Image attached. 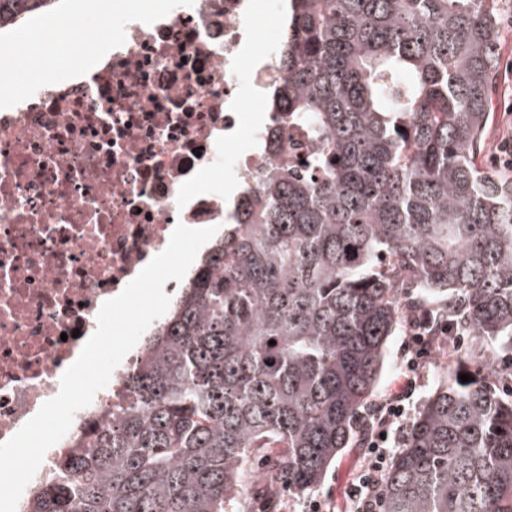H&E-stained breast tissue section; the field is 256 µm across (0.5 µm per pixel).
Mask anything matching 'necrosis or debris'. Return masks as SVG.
Masks as SVG:
<instances>
[{"label":"necrosis or debris","mask_w":512,"mask_h":512,"mask_svg":"<svg viewBox=\"0 0 512 512\" xmlns=\"http://www.w3.org/2000/svg\"><path fill=\"white\" fill-rule=\"evenodd\" d=\"M278 0H194L125 43L90 75L0 109V443L60 390L63 372L116 297L168 245L176 223H233L279 155L310 144L279 122V44L255 20ZM224 169L229 196L202 185ZM137 356L79 410L34 475L74 451L81 423L112 404Z\"/></svg>","instance_id":"4bbe7bcc"}]
</instances>
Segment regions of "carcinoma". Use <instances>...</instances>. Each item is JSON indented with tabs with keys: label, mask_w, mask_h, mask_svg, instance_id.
Returning a JSON list of instances; mask_svg holds the SVG:
<instances>
[{
	"label": "carcinoma",
	"mask_w": 512,
	"mask_h": 512,
	"mask_svg": "<svg viewBox=\"0 0 512 512\" xmlns=\"http://www.w3.org/2000/svg\"><path fill=\"white\" fill-rule=\"evenodd\" d=\"M58 0H0V30ZM499 0H289L280 156L31 512H237L254 473L316 489L361 438L413 281L512 348V175L478 164ZM275 344H269V341ZM463 363L425 400L380 512H512V400Z\"/></svg>",
	"instance_id": "cac0c4a2"
}]
</instances>
